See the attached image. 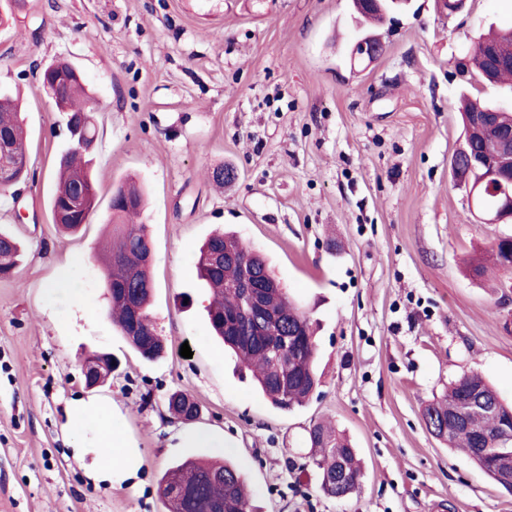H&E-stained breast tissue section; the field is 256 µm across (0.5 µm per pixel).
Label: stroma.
<instances>
[{
  "mask_svg": "<svg viewBox=\"0 0 512 512\" xmlns=\"http://www.w3.org/2000/svg\"><path fill=\"white\" fill-rule=\"evenodd\" d=\"M512 25V0L460 13L411 0L378 28L373 61L350 0H0V91L20 93L28 177L0 188V230L22 245L0 279V512H166L158 482L195 456L179 444L182 392L250 488L251 512H512V494L424 425L451 380L480 373L512 401V288L465 262L512 224H482L450 161L461 96L512 109V85L464 73L479 36ZM92 96L96 207L61 233L50 200L65 116L40 89L57 60ZM233 169L217 184L214 170ZM142 186L151 238V318L166 342L147 361L106 317L98 253L112 194ZM229 228L270 262L316 329L320 384L281 412L240 378L206 318L195 255ZM67 267L77 299L50 284ZM189 345L192 358L182 357ZM111 353L109 383L85 387L81 357ZM120 410L144 464L120 484L66 430L73 399ZM332 423L363 477L324 495L308 444Z\"/></svg>",
  "mask_w": 512,
  "mask_h": 512,
  "instance_id": "stroma-1",
  "label": "stroma"
}]
</instances>
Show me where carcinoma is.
I'll list each match as a JSON object with an SVG mask.
<instances>
[{
	"label": "carcinoma",
	"mask_w": 512,
	"mask_h": 512,
	"mask_svg": "<svg viewBox=\"0 0 512 512\" xmlns=\"http://www.w3.org/2000/svg\"><path fill=\"white\" fill-rule=\"evenodd\" d=\"M479 50L470 60L474 75L490 84L512 81V67L492 64L485 50L491 49L497 57L512 59V36L508 31L496 32L478 43ZM82 90L79 80L66 81L64 96L56 100L61 112L82 109L77 95ZM484 109L497 113L499 121L485 125L473 151L490 154L500 137V127L512 123V112L480 101H468L461 113L464 131H469L473 112ZM96 127L85 119L82 143L62 154L57 166L59 180L51 198L53 222L66 232H75L88 223L95 207V178L91 160L84 157L93 144ZM27 135L23 127L18 103L0 96V143L14 160L11 179L25 174L27 152L22 148ZM142 202L140 189L134 182L120 186L112 196L108 223L114 225L112 249L104 258L107 287L112 289L110 315L140 356L147 360L161 357L164 341L158 336H142L133 326V311L124 300L134 298V306L141 318L151 320L149 306L153 294V280L149 273L151 242L144 224H135ZM16 242L0 233V277H9L19 261ZM494 265L505 272L512 271V238L500 239L491 250ZM248 264L260 276H270L267 260L247 249L232 232L211 235L201 246L197 270L204 285L213 290L214 298L208 307V321L215 335L223 342L224 350L236 359L240 374L249 375L254 387L277 409L292 411L303 406L316 390L319 381L315 369L317 346L307 316L290 300L287 292L272 293L265 299V313L275 315L282 322V336L294 337V350L288 360L280 361L270 349L272 337L261 331L248 336L235 335L226 330L227 323L237 316L236 286L243 277V264ZM480 391L497 403L491 415H471L473 426L483 436L486 451H474L470 439L448 429L443 440L453 448L466 453L491 479L499 480L498 463L512 460V406L504 403L479 375L467 373L452 381L448 393L425 406L423 415L448 418L454 415L465 397ZM169 410L178 418L190 420L198 414L197 405L183 394L168 399ZM310 447L317 450L315 465L319 470L320 489L327 496L348 497L359 486L362 473L355 449L334 428L324 423L313 425L308 431ZM184 490L181 501L187 512H248L246 482L236 467L229 463L189 460L171 467L159 483V490Z\"/></svg>",
	"instance_id": "carcinoma-1"
}]
</instances>
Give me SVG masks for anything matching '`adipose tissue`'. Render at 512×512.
Wrapping results in <instances>:
<instances>
[{
	"mask_svg": "<svg viewBox=\"0 0 512 512\" xmlns=\"http://www.w3.org/2000/svg\"><path fill=\"white\" fill-rule=\"evenodd\" d=\"M79 445L98 449L101 477L122 483L135 474L143 459L133 449L131 438L118 425L114 409L92 400H78L70 407Z\"/></svg>",
	"mask_w": 512,
	"mask_h": 512,
	"instance_id": "1",
	"label": "adipose tissue"
}]
</instances>
